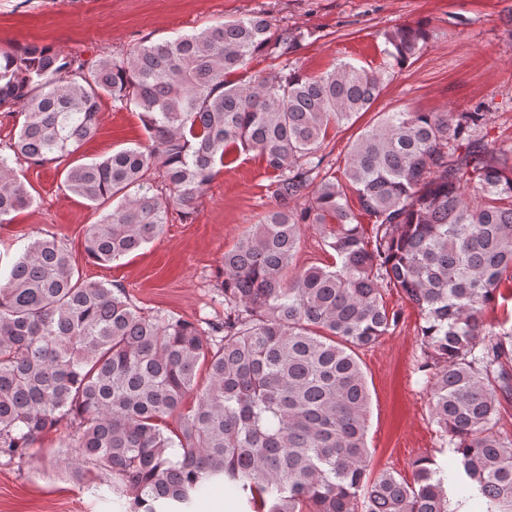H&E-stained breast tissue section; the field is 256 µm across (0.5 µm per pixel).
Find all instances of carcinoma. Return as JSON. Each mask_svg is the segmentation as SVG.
I'll return each instance as SVG.
<instances>
[{"instance_id":"carcinoma-1","label":"carcinoma","mask_w":512,"mask_h":512,"mask_svg":"<svg viewBox=\"0 0 512 512\" xmlns=\"http://www.w3.org/2000/svg\"><path fill=\"white\" fill-rule=\"evenodd\" d=\"M428 39L423 26L384 32L389 66ZM302 40L256 13L107 58L0 48V111L23 117L0 145V224L32 202L13 164L75 153L105 99L139 113L147 139L65 170V190L105 209L86 230L94 261L158 237L172 206L193 213L233 148L261 158L281 203L224 252L217 320L145 313L83 279L55 238L30 241L0 269V459L50 454L79 480L88 465L118 512H193L216 484L250 512H449V487L478 512H512V439L494 430L512 396V326L482 319L512 283V162L481 135L483 112H385L337 178L322 145L372 106L384 72L340 61L304 75L286 60ZM262 55L283 65L256 80ZM303 224L322 229L335 269L290 272ZM387 288L420 317L419 371L451 473L422 457L411 482L371 474L356 351L400 322ZM64 421L59 447H35Z\"/></svg>"}]
</instances>
